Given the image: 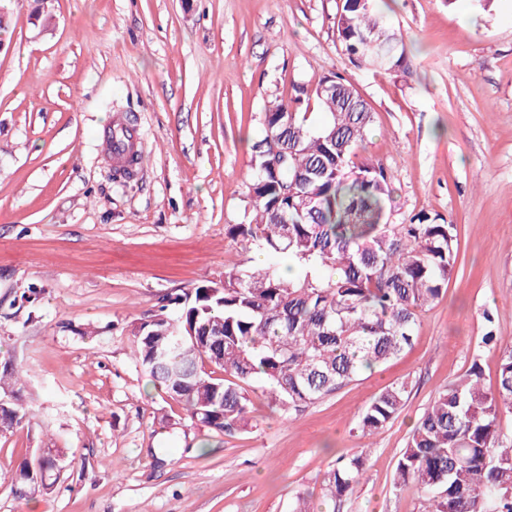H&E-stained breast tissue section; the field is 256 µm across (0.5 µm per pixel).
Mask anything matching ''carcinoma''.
<instances>
[{
	"instance_id": "obj_1",
	"label": "carcinoma",
	"mask_w": 512,
	"mask_h": 512,
	"mask_svg": "<svg viewBox=\"0 0 512 512\" xmlns=\"http://www.w3.org/2000/svg\"><path fill=\"white\" fill-rule=\"evenodd\" d=\"M339 40L351 63L377 71L405 67L401 39L376 0H342ZM315 95L326 111L275 102L252 145L249 191L254 215L227 225L241 259L224 284L177 298L134 331L136 361L181 402L191 422L232 436L252 412L248 387L261 383L271 406L292 416L386 363L411 346L419 315L438 300L458 264L456 227L419 214L389 221L393 187L382 164L358 160L373 113L353 83L334 72ZM278 152L272 153V147ZM288 255L299 272L281 274L250 253ZM408 384L395 383L361 413L362 434L378 433L405 405ZM512 415V347L501 356L495 391L481 385L474 361L434 397L398 460L392 492L413 484L420 512H512V440L500 421ZM25 410H0V428L22 423ZM363 473V458L340 461L324 478L341 500ZM49 485L21 466L18 497Z\"/></svg>"
}]
</instances>
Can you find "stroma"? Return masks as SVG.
<instances>
[{
    "label": "stroma",
    "mask_w": 512,
    "mask_h": 512,
    "mask_svg": "<svg viewBox=\"0 0 512 512\" xmlns=\"http://www.w3.org/2000/svg\"><path fill=\"white\" fill-rule=\"evenodd\" d=\"M342 0H0V369H25L0 402L27 412L0 432V512H331L323 478L363 453L340 512H419L391 481L410 432L448 382L478 363L494 390L512 346V0H386L408 71L355 67L337 37ZM374 116L365 158L394 187L391 221L419 213L457 229L448 288L405 354L284 416L252 393L223 436L137 365L135 327L163 301L220 285L248 223L251 147L268 102L329 73ZM136 129L124 178L104 133ZM497 344H484L486 332ZM399 416L362 435L360 414L394 383ZM55 457L48 493L18 498L21 464Z\"/></svg>",
    "instance_id": "obj_1"
}]
</instances>
